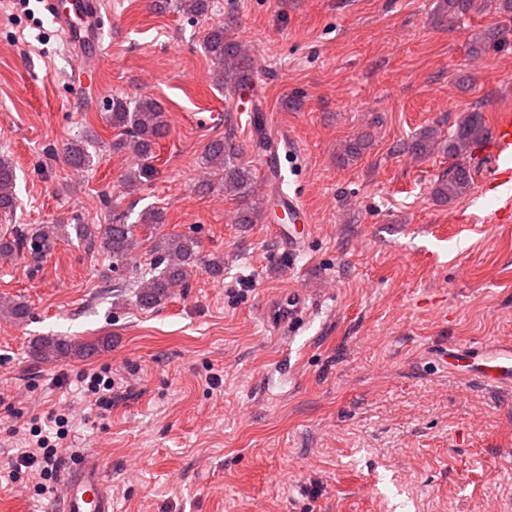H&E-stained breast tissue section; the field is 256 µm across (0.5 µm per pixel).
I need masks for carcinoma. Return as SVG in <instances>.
I'll use <instances>...</instances> for the list:
<instances>
[{
    "mask_svg": "<svg viewBox=\"0 0 512 512\" xmlns=\"http://www.w3.org/2000/svg\"><path fill=\"white\" fill-rule=\"evenodd\" d=\"M474 8V0H447L446 11L451 17L464 16ZM204 49L217 63V81L228 97H233L243 83L250 80L251 56L239 42L229 38L224 27L208 32ZM109 119L113 127L130 136L128 147L137 157L148 159L158 140L168 130L165 112L160 103L149 98L127 100L116 97L109 104ZM488 130L481 113L471 111L460 122L448 143L441 146L437 131L425 130L407 144V150L423 157L438 147L455 160L448 176L433 185L432 195L441 202L468 192L476 168L474 152L487 137ZM61 155L75 172L90 167L93 156L86 143L72 141L63 145ZM204 165L209 173L220 176V189L240 202L235 222L253 224L263 215L254 200L255 176L251 166L239 160L235 144L229 139L211 142L204 152ZM15 169L9 159L0 157V210L17 208ZM164 213L158 209L140 215L139 223L129 224L119 214L110 224H38L0 235V260L20 258L38 268L56 251L58 243L71 236L85 243L88 250L97 251L109 260L108 271L117 273L133 266V256L143 244H150L155 256L154 267L135 281V296L139 306L157 308L164 305L177 288L189 287L191 277L202 268L212 276L224 275V257L213 256L201 261L198 242L185 234L165 233ZM145 239H139V235ZM0 315L14 322L29 316V307L20 299H1ZM110 345L105 341H78L62 336H43L30 347V357L40 361H63L90 356Z\"/></svg>",
    "mask_w": 512,
    "mask_h": 512,
    "instance_id": "1",
    "label": "carcinoma"
}]
</instances>
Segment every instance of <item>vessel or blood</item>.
<instances>
[{"label": "vessel or blood", "mask_w": 512, "mask_h": 512, "mask_svg": "<svg viewBox=\"0 0 512 512\" xmlns=\"http://www.w3.org/2000/svg\"><path fill=\"white\" fill-rule=\"evenodd\" d=\"M46 6L66 42L84 57L98 58L104 52L100 0H46ZM488 167L479 188L481 193H497L504 199L498 214L504 222L512 221V108H499L489 137L481 147ZM278 210L289 224L309 221L303 201L283 193L275 196ZM308 308L307 296L298 289L280 296L267 310L273 328L285 330L295 325ZM443 364L472 369L485 385L492 388L512 387V344H500L486 349L480 357L463 348L442 349ZM53 512H112V497L107 492L99 466L87 459L71 461L63 482L61 495Z\"/></svg>", "instance_id": "b4317fda"}]
</instances>
